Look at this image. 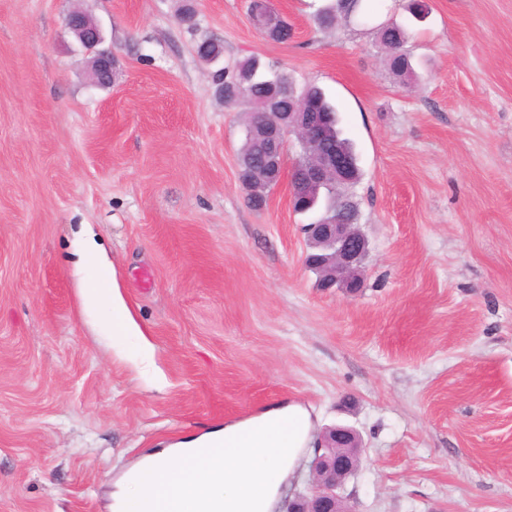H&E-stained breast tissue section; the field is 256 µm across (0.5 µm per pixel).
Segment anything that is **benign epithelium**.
Wrapping results in <instances>:
<instances>
[{
	"label": "benign epithelium",
	"mask_w": 512,
	"mask_h": 512,
	"mask_svg": "<svg viewBox=\"0 0 512 512\" xmlns=\"http://www.w3.org/2000/svg\"><path fill=\"white\" fill-rule=\"evenodd\" d=\"M266 8L254 11L252 20L260 30L278 26L279 42L290 41L294 32L285 24H277L279 13L265 2ZM67 28L79 45L91 55L90 63L94 83L107 87L115 80V61L112 51L102 47L104 42L99 25L83 10L71 11ZM258 138H270L287 147V135L295 136L301 146L312 148L308 170L297 176L290 185V202L309 198L327 184L345 183L357 175V165L338 137L329 130V121L315 112H275L269 119L253 126ZM303 233L310 253L306 264L316 272L317 286L329 292L350 288L359 281L369 244L358 227L342 220L325 224H306ZM362 441L352 428L336 425L326 429L311 461V490L288 502L285 512H352L341 494L345 480L361 464Z\"/></svg>",
	"instance_id": "benign-epithelium-1"
}]
</instances>
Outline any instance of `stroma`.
<instances>
[{
    "mask_svg": "<svg viewBox=\"0 0 512 512\" xmlns=\"http://www.w3.org/2000/svg\"><path fill=\"white\" fill-rule=\"evenodd\" d=\"M329 2L272 0L282 44L249 0H0V512H112L155 452L288 401L314 441L359 432L355 512H512V0H427L420 23L382 0L409 85L371 30L315 28ZM75 8L117 60L110 87ZM204 40L335 103L362 171L357 293L317 288L287 182L247 205L246 107L217 95ZM85 224L140 335L82 308ZM261 3H264L266 5V8L262 11H254V15L252 16V20L254 24L259 28L264 34L265 29L268 27H272L277 23V17H281L279 13L275 11L274 8H272L271 1H258ZM276 34L278 35V39L280 43H288L293 36L294 32L292 28H290L288 25L285 24H279L278 29L276 31ZM67 28L79 45L91 55L90 63L94 83L108 87L115 80V61L110 49L102 47L104 42L99 25L83 10L71 11Z\"/></svg>",
    "mask_w": 512,
    "mask_h": 512,
    "instance_id": "35a3bbf8",
    "label": "stroma"
}]
</instances>
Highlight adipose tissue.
Instances as JSON below:
<instances>
[{"instance_id": "obj_1", "label": "adipose tissue", "mask_w": 512, "mask_h": 512, "mask_svg": "<svg viewBox=\"0 0 512 512\" xmlns=\"http://www.w3.org/2000/svg\"><path fill=\"white\" fill-rule=\"evenodd\" d=\"M81 295L86 311L107 310L109 333L133 336L139 328L122 301L105 295L102 281L111 277L112 266L101 260L94 241L85 243ZM310 411L298 403L275 404L259 415L187 440L190 448L224 443L219 464L207 460L187 462L181 448L154 458L133 487H121L115 495V512H149L150 503L166 500L172 512H271L278 487L292 474L311 439ZM185 446V447H186Z\"/></svg>"}]
</instances>
